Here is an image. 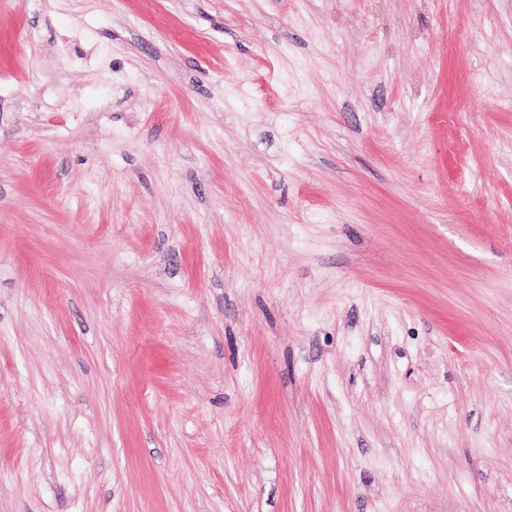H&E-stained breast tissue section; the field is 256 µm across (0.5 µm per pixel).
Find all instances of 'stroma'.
I'll use <instances>...</instances> for the list:
<instances>
[{
    "label": "stroma",
    "mask_w": 512,
    "mask_h": 512,
    "mask_svg": "<svg viewBox=\"0 0 512 512\" xmlns=\"http://www.w3.org/2000/svg\"><path fill=\"white\" fill-rule=\"evenodd\" d=\"M0 512H512V0H0Z\"/></svg>",
    "instance_id": "35a3bbf8"
}]
</instances>
